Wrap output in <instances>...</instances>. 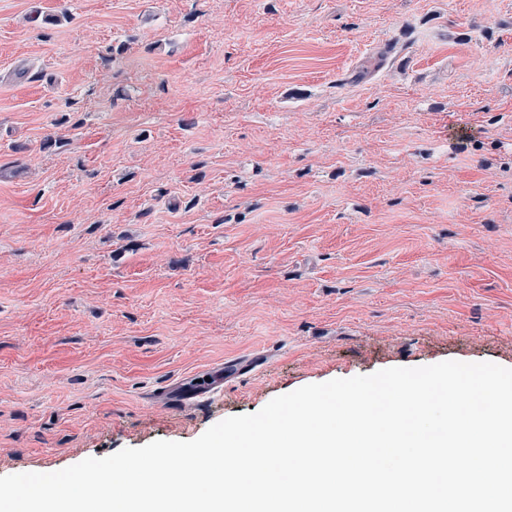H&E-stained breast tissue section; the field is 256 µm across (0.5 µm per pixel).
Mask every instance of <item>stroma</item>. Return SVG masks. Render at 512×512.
<instances>
[{
	"mask_svg": "<svg viewBox=\"0 0 512 512\" xmlns=\"http://www.w3.org/2000/svg\"><path fill=\"white\" fill-rule=\"evenodd\" d=\"M446 360L512 368V0H0V476ZM219 371H216L211 382L206 381V376H202L193 385H190L181 399L182 403L193 402L199 399L210 398L211 396L221 392L224 388V382L219 380Z\"/></svg>",
	"mask_w": 512,
	"mask_h": 512,
	"instance_id": "1",
	"label": "stroma"
}]
</instances>
